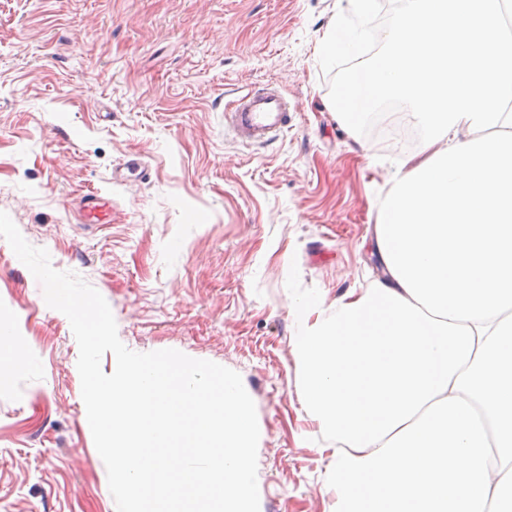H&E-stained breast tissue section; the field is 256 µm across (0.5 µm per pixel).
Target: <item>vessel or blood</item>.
<instances>
[{"label": "vessel or blood", "mask_w": 512, "mask_h": 512, "mask_svg": "<svg viewBox=\"0 0 512 512\" xmlns=\"http://www.w3.org/2000/svg\"><path fill=\"white\" fill-rule=\"evenodd\" d=\"M288 120V102L278 91L251 90L239 97L228 126L237 138L264 143L284 133Z\"/></svg>", "instance_id": "vessel-or-blood-1"}]
</instances>
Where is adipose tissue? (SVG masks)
<instances>
[{"label": "adipose tissue", "instance_id": "1", "mask_svg": "<svg viewBox=\"0 0 512 512\" xmlns=\"http://www.w3.org/2000/svg\"><path fill=\"white\" fill-rule=\"evenodd\" d=\"M512 0H406L384 49L331 25L354 64L350 130L388 100L422 132L368 228L378 273L303 303L300 397L329 436L332 512H504L512 492Z\"/></svg>", "mask_w": 512, "mask_h": 512}]
</instances>
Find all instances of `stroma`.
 <instances>
[{
	"mask_svg": "<svg viewBox=\"0 0 512 512\" xmlns=\"http://www.w3.org/2000/svg\"><path fill=\"white\" fill-rule=\"evenodd\" d=\"M339 21L359 25L351 0H0V211L105 298L128 349L240 374L260 512H329L294 304L368 288L367 229L418 148L337 122L344 63L322 40ZM267 85L290 130L235 139L225 113ZM1 318L27 364L0 385V512H117L70 322L2 238Z\"/></svg>",
	"mask_w": 512,
	"mask_h": 512,
	"instance_id": "1",
	"label": "stroma"
}]
</instances>
